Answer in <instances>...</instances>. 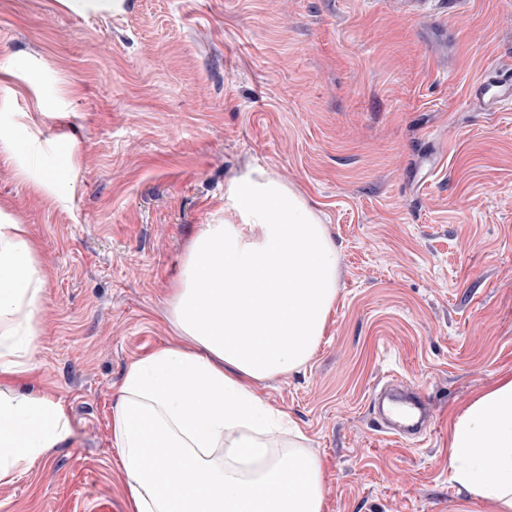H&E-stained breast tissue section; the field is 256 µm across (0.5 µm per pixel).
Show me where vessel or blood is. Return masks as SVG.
<instances>
[{
    "label": "vessel or blood",
    "mask_w": 512,
    "mask_h": 512,
    "mask_svg": "<svg viewBox=\"0 0 512 512\" xmlns=\"http://www.w3.org/2000/svg\"><path fill=\"white\" fill-rule=\"evenodd\" d=\"M409 12L420 15L458 11L468 0H404ZM472 104L482 112H499L512 107V66H490L469 89ZM433 424L431 403L411 383L399 382L398 397L378 420L386 436L409 442L427 435Z\"/></svg>",
    "instance_id": "obj_1"
}]
</instances>
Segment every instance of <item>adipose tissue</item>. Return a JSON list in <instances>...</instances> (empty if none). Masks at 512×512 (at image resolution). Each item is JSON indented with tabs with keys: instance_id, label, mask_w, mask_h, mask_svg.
<instances>
[{
	"instance_id": "obj_1",
	"label": "adipose tissue",
	"mask_w": 512,
	"mask_h": 512,
	"mask_svg": "<svg viewBox=\"0 0 512 512\" xmlns=\"http://www.w3.org/2000/svg\"><path fill=\"white\" fill-rule=\"evenodd\" d=\"M224 212L193 238L170 293L169 321L195 349L171 342L139 357L118 391L112 436L128 512H323L322 462L299 443L265 441L288 417L251 382L300 368L318 347L336 299V250L301 194L262 168L230 181ZM38 254L25 225L0 217V482L71 430L60 402L19 388L37 363L46 301ZM448 458L461 490L512 512V377L453 421Z\"/></svg>"
}]
</instances>
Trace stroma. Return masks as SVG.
Wrapping results in <instances>:
<instances>
[{
    "label": "stroma",
    "instance_id": "1",
    "mask_svg": "<svg viewBox=\"0 0 512 512\" xmlns=\"http://www.w3.org/2000/svg\"><path fill=\"white\" fill-rule=\"evenodd\" d=\"M512 58V0L410 15L401 0H123L79 16L0 0V200L40 244L47 301L25 391L71 436L0 512H127L112 409L177 337L169 292L230 180L265 168L336 246V300L299 370L253 381L324 464V512H487L448 430L512 377V109L469 85ZM397 373L435 410L415 444L374 428Z\"/></svg>",
    "mask_w": 512,
    "mask_h": 512
}]
</instances>
